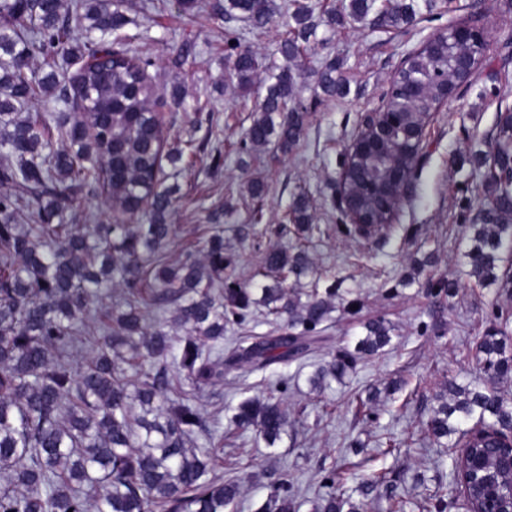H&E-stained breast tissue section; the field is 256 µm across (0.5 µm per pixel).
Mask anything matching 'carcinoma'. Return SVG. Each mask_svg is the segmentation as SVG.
Segmentation results:
<instances>
[{"label":"carcinoma","mask_w":512,"mask_h":512,"mask_svg":"<svg viewBox=\"0 0 512 512\" xmlns=\"http://www.w3.org/2000/svg\"><path fill=\"white\" fill-rule=\"evenodd\" d=\"M375 0H350L347 18L367 20ZM290 22L279 42L282 62L270 69L261 105L245 129L240 151L270 145L283 153L300 142L307 122L298 102L302 73L297 61L323 22L341 24L335 11L315 17L303 0H291ZM120 0H0V151L10 161L0 165V512H236L239 485L213 475L223 439L209 433L196 403V392L224 376V367L246 364L262 370L308 348L327 320L336 284L301 304L288 298V281L313 271L302 247L290 252L268 250L262 257L269 284L242 285L234 278L236 260L224 248V232L208 231L204 260L187 255L170 263L165 248L173 232L169 217L175 197L163 186L162 157L171 164L184 154L208 155L212 167L224 164L219 146L189 139L183 147L167 146L164 129L151 106L158 98L148 79L146 59L106 41L129 18ZM224 17L238 16L253 31L271 17L270 0H227ZM411 0H385L377 15L394 27L414 21ZM85 38L74 35V28ZM231 77L244 92L260 67L258 57L224 36ZM61 56L75 69L70 81L51 72L29 70L32 52ZM454 54L441 46L421 52L411 62L431 76L453 74ZM327 98L343 93L344 82L330 61L314 72ZM40 91H56L84 112L66 115L50 128L39 116L19 121L16 112ZM443 92L406 102L410 112H429ZM66 140L67 150L51 149L52 137ZM487 194L477 199L469 225L466 258L469 278L481 286H498L512 294V115L498 117L488 151L472 158ZM100 187L113 211H137L147 201L144 224H89L81 233L62 221L63 210L89 186ZM36 223H17L23 211ZM290 220L312 232L308 204L300 195L291 204ZM120 275L124 288L111 306H92ZM174 308L185 329L170 336L167 322L145 324L155 308ZM286 316L285 332L237 343L224 359V323H249L255 308ZM366 335L354 350L342 349L321 364L311 378L318 393L342 380L362 355L378 354L391 342L390 326L381 318L365 323ZM479 373L463 388L448 380V402L438 405L425 425L426 437L450 448L482 455L488 470L497 455L482 451L479 434L495 437L493 447L512 442V401L498 384L512 378V338L490 332L478 337ZM170 363L186 372L171 378ZM265 397H250L236 407L239 429H254L272 445L288 425L282 395L288 380ZM206 434L207 445L196 436ZM461 461L451 458L448 483L438 484L427 501L428 512L469 507L470 499L508 494V483L460 489ZM297 490L282 478L258 512L277 504L278 512L296 508ZM358 512L341 494L330 493L316 512Z\"/></svg>","instance_id":"cac0c4a2"}]
</instances>
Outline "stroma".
Instances as JSON below:
<instances>
[{"label": "stroma", "mask_w": 512, "mask_h": 512, "mask_svg": "<svg viewBox=\"0 0 512 512\" xmlns=\"http://www.w3.org/2000/svg\"><path fill=\"white\" fill-rule=\"evenodd\" d=\"M287 0H273L274 17L263 32H252L241 20L222 22L208 12H183L179 0H154L137 13L125 32L128 53L147 59V73L158 92H179L181 104L162 109L170 141H210L224 150V164L212 169L207 156L192 164L165 165L167 185L176 189L170 221L177 233L166 250L169 262L186 253L201 255L203 231L212 211L224 213V245L238 258L235 274L249 279L266 249L293 247L299 233L285 228L284 216L294 196L306 195L319 230L309 243L315 275L295 287L300 300L336 284L334 308L320 339L308 354L274 363L251 374L225 371L223 378L199 394L198 404L209 425L225 435L224 452L215 468L237 481V512H256L270 494V475H285L301 492L297 512H312L322 493V476L336 471L345 479L361 512H390V492H406V512L438 483L447 482L455 451L425 441L422 430L435 406V395L447 391L449 379L467 384L477 373L474 339L499 324L492 308H512V296L492 286L474 285L464 253L474 214L469 204L482 195L478 175L467 157L483 148L500 112L512 110V0H415L411 24L395 28L319 25L316 41L299 62L304 78L298 97L309 119L298 147L283 154L269 149L240 156L239 139L266 92L267 72L258 70L250 96H240L228 78L224 30L235 29L241 47L267 63L279 62ZM484 29L487 49L470 82L459 88L426 128L425 149L412 180V194L386 234L363 241L339 232L341 215L332 206L345 148L361 116L379 108L392 78L410 53L453 22ZM330 58L340 59L347 81L343 95L325 98L313 70ZM500 88V97L489 96ZM267 189L249 193L250 181ZM261 211L255 235L240 239L236 228ZM115 215L99 191L85 189L79 203L63 212L65 223L109 224ZM458 280L457 295L433 294L431 281ZM358 309H350L351 300ZM382 317L392 341L384 351L359 359L343 381L317 395L310 378L337 350L354 348L363 325ZM287 380L288 427L274 446L253 431L236 429L234 408L244 399L269 393ZM373 397L371 410L360 399ZM384 475L377 491H356L371 472Z\"/></svg>", "instance_id": "obj_1"}]
</instances>
